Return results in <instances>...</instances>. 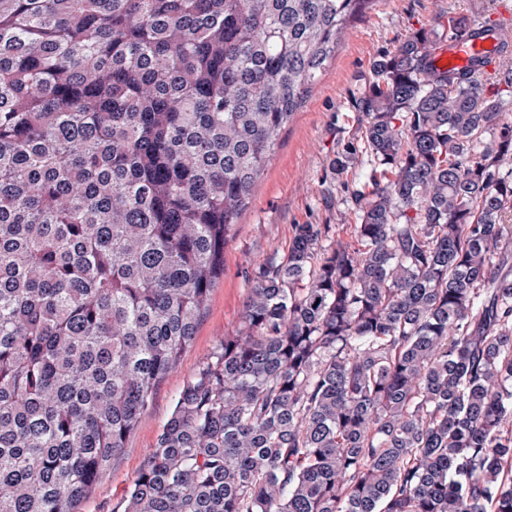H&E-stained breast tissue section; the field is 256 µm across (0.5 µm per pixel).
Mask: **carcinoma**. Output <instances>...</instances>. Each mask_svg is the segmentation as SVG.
I'll use <instances>...</instances> for the list:
<instances>
[{
  "label": "carcinoma",
  "instance_id": "cac0c4a2",
  "mask_svg": "<svg viewBox=\"0 0 512 512\" xmlns=\"http://www.w3.org/2000/svg\"><path fill=\"white\" fill-rule=\"evenodd\" d=\"M371 0H0V512H76L192 344L285 125ZM375 60L356 223L297 224L124 512H512V119Z\"/></svg>",
  "mask_w": 512,
  "mask_h": 512
}]
</instances>
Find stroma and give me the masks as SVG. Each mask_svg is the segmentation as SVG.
Segmentation results:
<instances>
[{
    "mask_svg": "<svg viewBox=\"0 0 512 512\" xmlns=\"http://www.w3.org/2000/svg\"><path fill=\"white\" fill-rule=\"evenodd\" d=\"M504 11L512 12V0H373L350 21L335 59L282 131L281 145L234 228L224 250V274L191 346L158 385L123 452L79 512H119L183 385L224 337L237 330L256 269L287 253L294 225L354 223L349 189L366 181L368 166L356 161L343 183L332 174L330 162L340 142L358 130L353 103L370 77L373 60L408 37L436 30L449 15L479 20Z\"/></svg>",
    "mask_w": 512,
    "mask_h": 512,
    "instance_id": "obj_1",
    "label": "stroma"
}]
</instances>
